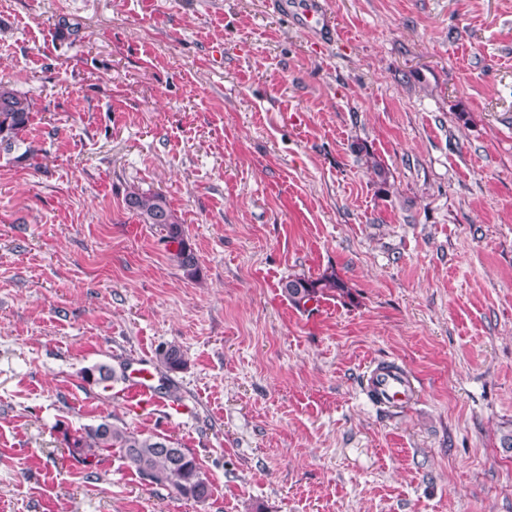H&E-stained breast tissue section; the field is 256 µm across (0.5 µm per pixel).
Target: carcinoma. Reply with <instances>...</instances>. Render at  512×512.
Wrapping results in <instances>:
<instances>
[{"label":"carcinoma","instance_id":"carcinoma-1","mask_svg":"<svg viewBox=\"0 0 512 512\" xmlns=\"http://www.w3.org/2000/svg\"><path fill=\"white\" fill-rule=\"evenodd\" d=\"M32 121L31 100L0 83V147L9 151L18 145ZM126 204L143 223L157 225L165 232V241L175 246L171 251L172 259L187 275H194L196 256L166 196L134 193L126 199ZM282 293L294 308L305 310L309 303L327 296L347 297L350 290L336 273L330 272L315 278L290 276L282 282ZM157 362L167 371H176L184 364L183 355L175 346L161 350ZM166 439V435L133 432L107 419L72 433L63 431L64 444L90 477L95 474L102 458L117 453L149 483L165 487L186 499L206 500L210 496V485L200 463L188 450L173 457L164 447Z\"/></svg>","mask_w":512,"mask_h":512}]
</instances>
